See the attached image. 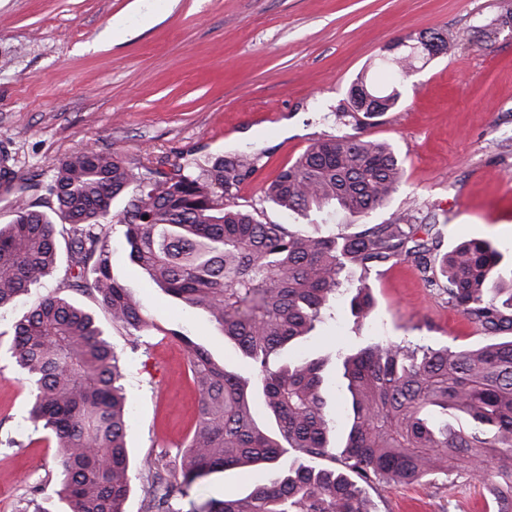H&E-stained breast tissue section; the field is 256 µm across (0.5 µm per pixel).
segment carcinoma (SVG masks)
Returning <instances> with one entry per match:
<instances>
[{
	"mask_svg": "<svg viewBox=\"0 0 512 512\" xmlns=\"http://www.w3.org/2000/svg\"><path fill=\"white\" fill-rule=\"evenodd\" d=\"M412 38L427 53L400 48L376 59L392 83L451 49L438 32ZM399 98L362 77L349 89L350 108L366 107V122ZM257 162L242 151L162 172L133 167L116 149L84 148L45 182L0 157V191L12 210L0 224V307L51 273L63 241L68 287L92 297L132 348L146 344L159 326L113 274L107 228L115 223L131 262L172 299L206 312L251 367L245 377L170 331L187 353L199 410L174 481H157L165 455L142 460L144 512H371L359 482L406 485L439 474L466 476L487 512H512V267L504 254L481 239L444 251L434 225L410 210L320 236L264 223L235 202ZM402 178L389 143L334 136L311 143L264 193L287 213L333 205L362 216L388 202ZM119 197L127 201L114 213ZM40 200L57 220L39 210ZM402 261L446 293L487 342L457 350L379 340L344 352V470L319 465L336 460L323 364L299 357L274 367L270 359L308 336L347 292L351 313L369 318V275ZM350 271L358 284L346 279ZM9 350L32 385L29 420L57 449L55 512H124L133 463L124 368L95 314L48 291L15 322ZM234 469L273 478L222 499L192 497L194 486Z\"/></svg>",
	"mask_w": 512,
	"mask_h": 512,
	"instance_id": "cac0c4a2",
	"label": "carcinoma"
}]
</instances>
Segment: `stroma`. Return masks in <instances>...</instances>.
Listing matches in <instances>:
<instances>
[{"instance_id": "stroma-1", "label": "stroma", "mask_w": 512, "mask_h": 512, "mask_svg": "<svg viewBox=\"0 0 512 512\" xmlns=\"http://www.w3.org/2000/svg\"><path fill=\"white\" fill-rule=\"evenodd\" d=\"M512 0H0V152L15 169L49 180L78 149L116 148L132 165L170 170L237 150L259 158L238 205L280 224L264 188L313 141L327 136L388 142L404 176L391 199L362 218L335 211L287 221L308 233L350 232L410 209L432 215L445 247L471 239L512 250ZM499 21L489 39L479 25ZM432 30L454 52L431 60L401 85V97L372 124L337 123V104L382 48ZM108 245L114 274L159 325L147 347L90 298L68 289L66 258L28 295L0 308V512H27L34 485L54 489V444L28 419L32 387L9 352L13 323L38 296L55 291L95 309L123 351L135 460L177 461L198 415V395L177 330L215 360L249 366L206 315L172 300L128 258L121 227ZM375 310L355 324L344 307L290 357L322 358L374 339L471 349L484 335L427 286L412 263L371 279ZM372 512H471L466 478L435 475L409 485L374 480Z\"/></svg>"}]
</instances>
